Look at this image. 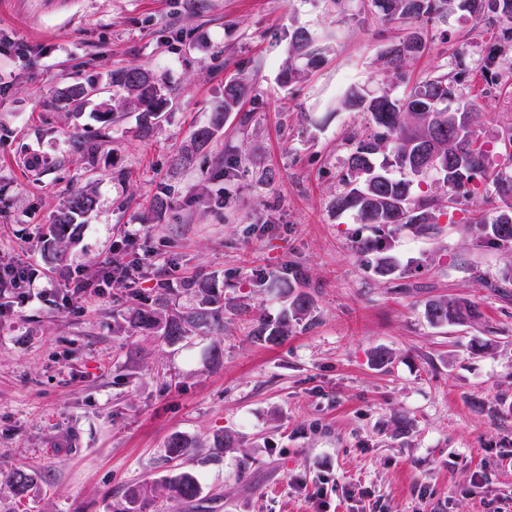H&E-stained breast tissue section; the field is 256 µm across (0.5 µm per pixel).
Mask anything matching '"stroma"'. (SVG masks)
I'll use <instances>...</instances> for the list:
<instances>
[{
  "instance_id": "1",
  "label": "stroma",
  "mask_w": 512,
  "mask_h": 512,
  "mask_svg": "<svg viewBox=\"0 0 512 512\" xmlns=\"http://www.w3.org/2000/svg\"><path fill=\"white\" fill-rule=\"evenodd\" d=\"M323 58L282 73L297 28ZM427 45L404 79L388 47L406 34L371 0H0V265L30 263L28 302L0 299V512H115L129 488L193 471L202 502L159 498L152 512H512V247L468 230L460 201L430 236L338 212L353 133L354 87L400 96L454 72L479 99L484 140L512 123V42L456 12L416 25ZM505 59L493 80L478 67ZM138 66L166 99L141 129L137 110L101 122L123 93L113 71ZM95 79L81 114L60 88ZM249 91L210 143L171 160L208 124L227 81ZM94 199L61 262L48 225L70 193ZM167 206L157 210L154 202ZM143 225L135 245L128 225ZM382 239L393 271L355 242ZM145 266L132 288L105 287L61 308L69 272ZM312 305L279 345L253 330L280 317L292 271ZM224 289V325L175 344L132 321L162 302L186 310L190 281ZM479 303L469 326L433 327L425 303ZM392 358L374 366L371 352ZM230 448L214 451L216 435ZM192 441L169 461L168 440ZM25 470L24 498L6 486Z\"/></svg>"
}]
</instances>
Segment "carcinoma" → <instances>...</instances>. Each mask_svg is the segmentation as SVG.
I'll list each match as a JSON object with an SVG mask.
<instances>
[{"label": "carcinoma", "mask_w": 512, "mask_h": 512, "mask_svg": "<svg viewBox=\"0 0 512 512\" xmlns=\"http://www.w3.org/2000/svg\"><path fill=\"white\" fill-rule=\"evenodd\" d=\"M373 6L388 21L413 23L420 20H444L456 11H466L477 19L493 18L508 24L504 39L512 40V0H372ZM292 51L314 65L317 59L311 49L308 33L297 29L293 34ZM425 44L416 31L394 44L387 52L394 74L402 75L407 61L420 56ZM112 84L127 92L131 102L140 110L148 123L162 116L164 100L160 89L149 73L139 67H128L112 73ZM93 91L81 83L70 84L58 90V101L73 111L82 110ZM247 92L242 82L224 85V98L213 112L211 123L194 130L191 146L187 147L180 161L189 160L194 149L205 146L224 126L228 115L238 107ZM346 108L369 114L374 135L362 136L354 141L348 154V179L343 191L336 196V209L352 211L364 224L412 225L422 234L440 232L437 212L443 204L435 196L415 197L414 182L422 177L415 165L421 147L435 151L441 161L443 174L438 177L448 195V205L456 204L453 191L474 181L492 187L503 207L492 213H479L469 221V228L478 238L490 245L512 246V124L503 126L496 140L504 149L500 154L502 168L493 170L489 154L482 142L479 123L480 106L476 98L464 94L458 75L438 76L420 83L402 97L388 92L375 93L365 88H353L346 95ZM390 139V155L384 167L376 169L373 157L382 148L384 139ZM396 167L410 175L408 179H394L386 168ZM93 198L83 192L72 193L49 225V234L56 242H74L81 225L76 218L93 209ZM198 303L188 312L169 311L165 306L145 307L136 313V327L153 333L166 344L174 345L191 333L208 329L224 320V302L215 286L206 281L192 283ZM294 287L290 292L288 314L278 323H264L253 334V339L277 345L288 336L290 320H301L311 308L308 295L301 291L304 277L296 272ZM425 315L435 327L465 325L481 318L479 306L466 298L442 297L425 305ZM192 443L174 435L167 443L171 460H181ZM31 485V477L24 470H16L10 479L14 496H24ZM202 487L190 471L182 470L158 483L145 484L130 489L125 496L126 506L120 512H148L155 498L164 494L169 498L193 502L199 498Z\"/></svg>", "instance_id": "carcinoma-1"}]
</instances>
